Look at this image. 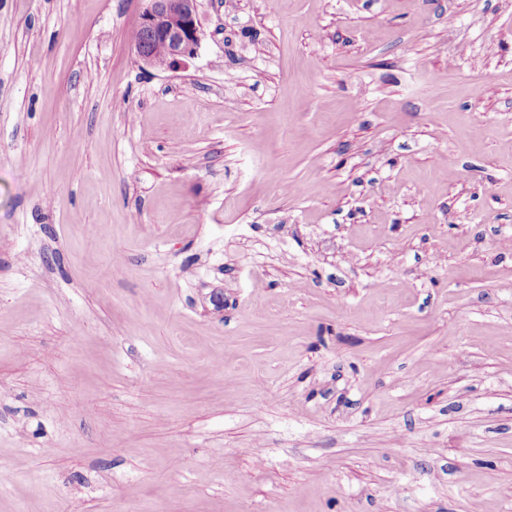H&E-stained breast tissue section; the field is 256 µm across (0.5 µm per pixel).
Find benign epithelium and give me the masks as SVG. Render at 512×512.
Masks as SVG:
<instances>
[{
  "label": "benign epithelium",
  "mask_w": 512,
  "mask_h": 512,
  "mask_svg": "<svg viewBox=\"0 0 512 512\" xmlns=\"http://www.w3.org/2000/svg\"><path fill=\"white\" fill-rule=\"evenodd\" d=\"M138 29L146 42L135 46L139 61L157 67L152 46L161 47L166 56L165 66L171 67L184 58L192 57L201 39L199 0H145Z\"/></svg>",
  "instance_id": "7a95c632"
}]
</instances>
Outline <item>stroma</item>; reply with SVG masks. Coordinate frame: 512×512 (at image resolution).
Segmentation results:
<instances>
[{"mask_svg":"<svg viewBox=\"0 0 512 512\" xmlns=\"http://www.w3.org/2000/svg\"><path fill=\"white\" fill-rule=\"evenodd\" d=\"M142 9L0 0V512H512V0ZM137 28L146 42L135 45L139 61L147 67H171L183 58L194 56L201 39L199 0H144ZM153 45H159L166 63H155Z\"/></svg>","mask_w":512,"mask_h":512,"instance_id":"stroma-1","label":"stroma"}]
</instances>
